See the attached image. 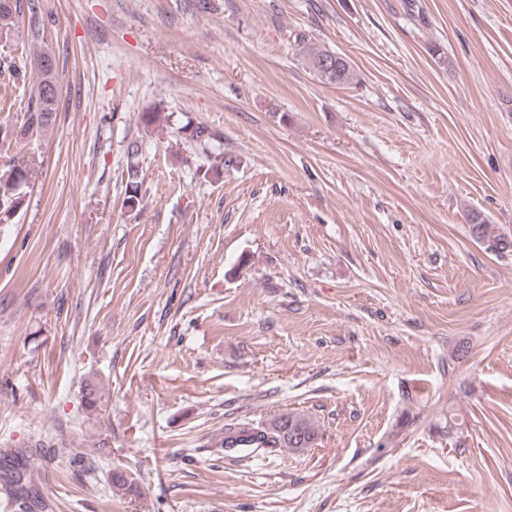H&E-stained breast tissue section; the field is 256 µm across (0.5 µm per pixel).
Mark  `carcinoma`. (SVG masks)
I'll return each mask as SVG.
<instances>
[{
	"instance_id": "carcinoma-1",
	"label": "carcinoma",
	"mask_w": 512,
	"mask_h": 512,
	"mask_svg": "<svg viewBox=\"0 0 512 512\" xmlns=\"http://www.w3.org/2000/svg\"><path fill=\"white\" fill-rule=\"evenodd\" d=\"M26 25L28 38L37 45L34 53L32 73L36 75V87L28 97L20 121L0 122V151L10 148L32 137H40L56 121L59 95L54 88L59 86V67L55 53L47 44V31L51 15L44 11L41 0H0V38L9 36L17 22ZM300 53L308 67L322 82L347 85L354 81L355 73L350 61L336 57V53L308 40L299 39ZM7 74L8 84L4 88L25 81L26 67L17 64L15 58L0 56V75ZM37 163L31 158L19 160L5 157L0 164V224H9L25 204L33 173ZM142 186L139 170H127L126 203L134 206L139 200ZM472 236L488 243L493 251H512V238L492 231L487 218L473 212L469 215ZM255 439L264 448H308L317 439V429L310 418L299 413L282 414L271 422L251 429ZM46 457L41 448H16L0 453V494L11 500L19 512H44L46 503L40 496L29 459Z\"/></svg>"
}]
</instances>
